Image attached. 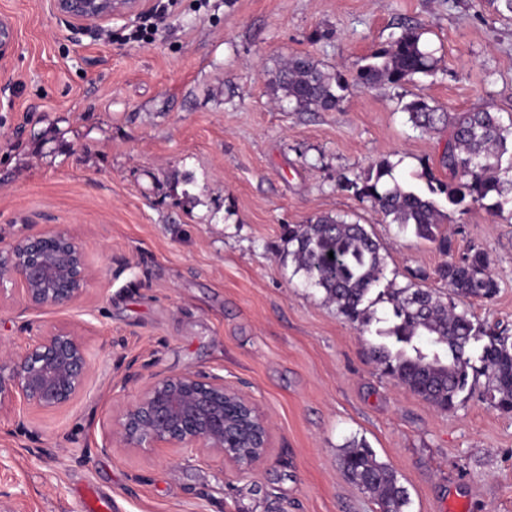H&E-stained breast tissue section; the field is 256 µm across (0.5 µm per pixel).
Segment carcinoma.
Listing matches in <instances>:
<instances>
[{
    "mask_svg": "<svg viewBox=\"0 0 512 512\" xmlns=\"http://www.w3.org/2000/svg\"><path fill=\"white\" fill-rule=\"evenodd\" d=\"M435 63L422 33L405 26L365 58L354 81L367 87L403 85L416 75L432 74ZM349 87L343 74L325 70L309 54L289 56L268 80L271 96L290 112L335 110ZM402 110L424 131L451 129L441 164L458 181L444 182L426 168L419 175L424 185L405 186L394 176L397 164L383 157L361 182L344 179L338 187L370 201L386 222L412 224L417 236L436 244L448 257L435 270L448 285V301L412 281L400 286L390 280L386 291L396 322L376 332L382 341L371 345V358L398 384L444 411L456 407L462 394L473 393L470 375L480 373L488 379L486 396L498 409L511 412L512 336L473 320L468 309H458L464 300L493 299L499 279L482 249L473 246L458 253L453 238L439 232L445 218L439 198L445 197L462 216L474 208L496 215L512 205V160L502 167L512 126L503 125L498 113L486 108L445 112L423 94L413 95ZM286 243V256L305 285L323 291L351 324L364 330L370 323V294L381 285L385 267L380 244L365 226L326 213L288 226ZM481 340L484 344L474 357L472 344ZM342 465L351 480L375 497L381 512H406V488L365 441L345 446Z\"/></svg>",
    "mask_w": 512,
    "mask_h": 512,
    "instance_id": "cac0c4a2",
    "label": "carcinoma"
}]
</instances>
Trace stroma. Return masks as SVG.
I'll use <instances>...</instances> for the list:
<instances>
[{"label": "stroma", "instance_id": "stroma-1", "mask_svg": "<svg viewBox=\"0 0 512 512\" xmlns=\"http://www.w3.org/2000/svg\"><path fill=\"white\" fill-rule=\"evenodd\" d=\"M15 49L0 65V246L50 227L82 241L96 278L83 304L21 311L0 302V345L24 324L84 328L89 385L58 411L0 421V512H84L90 486L114 512H379L341 467L365 440L397 475L408 512H512V413L476 392L442 411L385 375L369 354L393 322L375 301L358 332L323 292L304 287L288 225L332 213L363 224L385 276L447 296L444 257L414 226L389 224L341 190L392 156L397 178L441 180L448 132L412 127L403 104L425 94L448 112L512 118V14L488 0H180L147 43L66 26L45 0H0ZM420 26L436 72L402 86L352 85L334 111L285 112L266 80L309 54L353 77L400 23ZM458 250H484L498 295L468 308L512 335V208L449 212ZM218 373L272 422L250 473L185 450L100 454V422L158 374Z\"/></svg>", "mask_w": 512, "mask_h": 512}]
</instances>
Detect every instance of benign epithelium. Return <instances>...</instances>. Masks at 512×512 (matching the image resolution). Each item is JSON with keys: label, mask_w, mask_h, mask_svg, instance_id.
Listing matches in <instances>:
<instances>
[{"label": "benign epithelium", "mask_w": 512, "mask_h": 512, "mask_svg": "<svg viewBox=\"0 0 512 512\" xmlns=\"http://www.w3.org/2000/svg\"><path fill=\"white\" fill-rule=\"evenodd\" d=\"M144 7V0H50L51 11L76 28L107 25ZM12 46L11 25L0 19V61ZM92 279L83 244L65 230L18 238L0 257V300L16 296L27 309L78 305ZM90 371L82 329L41 330L20 349L0 353V412L61 409L85 390ZM270 430L267 415L222 375H157L103 427L98 450L109 454L116 442L131 450L190 449L251 472L267 458ZM228 432L244 435L241 447L224 445Z\"/></svg>", "instance_id": "obj_1"}]
</instances>
